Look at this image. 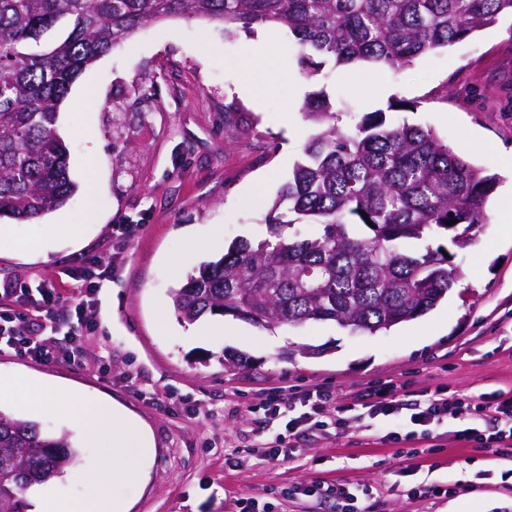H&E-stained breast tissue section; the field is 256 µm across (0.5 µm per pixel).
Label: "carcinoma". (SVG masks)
Returning <instances> with one entry per match:
<instances>
[{"label":"carcinoma","instance_id":"cac0c4a2","mask_svg":"<svg viewBox=\"0 0 512 512\" xmlns=\"http://www.w3.org/2000/svg\"><path fill=\"white\" fill-rule=\"evenodd\" d=\"M506 11L512 0H0V218L32 222L76 194L54 129L60 106L86 66L150 21L219 22L227 38L284 27L314 76L410 66ZM304 116L319 131L277 192L268 237L234 240L173 289L179 322L219 314L273 330L331 321L375 335L448 295L459 271L429 240L473 245L498 177L428 128L391 127L380 114L342 127L322 92ZM77 458L68 435L45 436L0 410V512H26L27 489Z\"/></svg>","mask_w":512,"mask_h":512}]
</instances>
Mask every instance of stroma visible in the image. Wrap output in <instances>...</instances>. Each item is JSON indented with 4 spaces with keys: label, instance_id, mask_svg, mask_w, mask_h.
Listing matches in <instances>:
<instances>
[{
    "label": "stroma",
    "instance_id": "35a3bbf8",
    "mask_svg": "<svg viewBox=\"0 0 512 512\" xmlns=\"http://www.w3.org/2000/svg\"><path fill=\"white\" fill-rule=\"evenodd\" d=\"M265 47L296 97L267 90L260 102L243 85ZM324 91L352 124L385 111L388 123L432 129L457 155L498 175L495 198L512 191L501 149L512 148V15L403 69L357 64L306 76L285 31L258 28L237 37L187 16L154 21L87 67L57 122L69 147L72 178L92 176L94 196L78 191L65 206L30 224L0 220V282L57 289L54 313L67 321L79 301L77 273L92 256L110 264L111 282L90 315L95 336L82 339L79 362L42 363L0 352V379L39 378L63 390L113 401L137 416L152 440L141 485L128 491V512H239L252 497L269 512H341L333 501L289 494L321 481L364 483L368 512H512V485L501 475L512 454L456 441L469 417H449L405 477L398 448L381 443L386 427L349 422L341 430L291 438L279 464L262 441L280 427L258 407L270 394L297 396L323 388L333 395L327 416L369 388L394 384L414 398L437 390L473 398L512 397V238L493 202L474 245L453 249L461 274L447 299L427 314L375 336L332 322L269 332L230 316L180 324L169 292L199 264L237 238H266V216L280 185L315 127L302 112ZM410 102L407 110L389 102ZM136 225L131 237L120 227ZM496 242L484 252L487 242ZM312 345L319 356L298 349ZM235 350L248 368L225 369ZM43 434H68L79 459L49 486L78 497L100 451L86 443L78 413L39 418ZM240 458L234 470L225 454ZM424 487L411 498V485ZM450 486L445 497L427 489Z\"/></svg>",
    "mask_w": 512,
    "mask_h": 512
}]
</instances>
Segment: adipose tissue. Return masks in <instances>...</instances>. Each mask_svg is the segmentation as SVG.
Segmentation results:
<instances>
[{
  "label": "adipose tissue",
  "mask_w": 512,
  "mask_h": 512,
  "mask_svg": "<svg viewBox=\"0 0 512 512\" xmlns=\"http://www.w3.org/2000/svg\"><path fill=\"white\" fill-rule=\"evenodd\" d=\"M5 386L19 390L28 409L38 415L67 414L83 401L81 394L61 392L58 386L34 378L9 379ZM87 403L80 424L85 438L101 445V465L85 481L79 500L51 499L44 504L45 512H125L127 498L118 492V485L136 486L145 478L142 452L150 441L138 421L120 405L100 399Z\"/></svg>",
  "instance_id": "obj_1"
}]
</instances>
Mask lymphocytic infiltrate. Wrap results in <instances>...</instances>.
Instances as JSON below:
<instances>
[{
	"label": "lymphocytic infiltrate",
	"instance_id": "f902f5d3",
	"mask_svg": "<svg viewBox=\"0 0 512 512\" xmlns=\"http://www.w3.org/2000/svg\"><path fill=\"white\" fill-rule=\"evenodd\" d=\"M110 271L102 260L91 258L86 261L80 275L81 299L75 307L77 321L68 325L60 322L54 312L59 302L56 289H33L24 285L5 289V296L20 303V312L0 315V344L14 353L41 362H52L63 358V349L54 347L52 340L63 337L76 342L86 336L94 335L97 324L87 319L88 309L97 307L99 294ZM37 305L45 312V320L38 329H31L25 306ZM330 395L322 390L307 391L299 398H269L262 406L264 413L284 420L282 430L275 435L274 443L266 447L264 456L268 462H279L284 447L291 437L312 429L323 428L324 407ZM361 407L366 416L379 415L404 421L408 431L393 429L384 434L382 443L401 446V454L406 459L418 456V449L412 448L415 439L428 438L431 426L440 424L450 412L471 415L486 423L485 428L467 427L455 431L457 440L476 443L479 448L501 451L512 447V397L482 396L470 400L439 391L425 398L406 400L400 398L393 387L367 390L362 397Z\"/></svg>",
	"mask_w": 512,
	"mask_h": 512
}]
</instances>
